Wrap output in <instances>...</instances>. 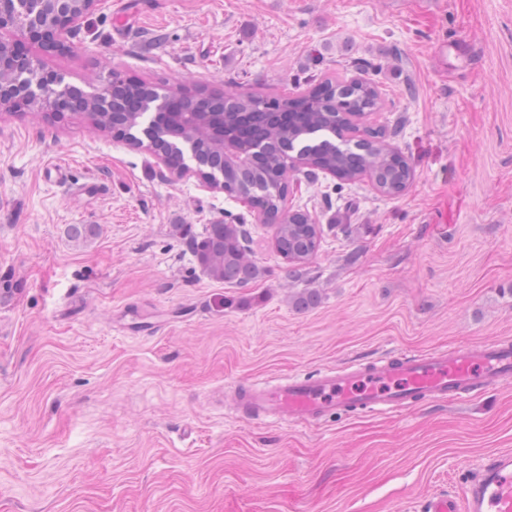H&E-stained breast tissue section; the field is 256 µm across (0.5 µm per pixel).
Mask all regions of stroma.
I'll use <instances>...</instances> for the list:
<instances>
[{"instance_id": "obj_1", "label": "stroma", "mask_w": 512, "mask_h": 512, "mask_svg": "<svg viewBox=\"0 0 512 512\" xmlns=\"http://www.w3.org/2000/svg\"><path fill=\"white\" fill-rule=\"evenodd\" d=\"M471 36L476 63L433 65ZM68 41L44 65L87 92L106 66L268 99L368 76L414 177L386 196L291 170L285 208L321 239L296 274L243 199L85 116L0 112V512H420L512 448V384L288 427L225 390L512 336V0H98ZM213 224L245 225L260 278L206 272Z\"/></svg>"}]
</instances>
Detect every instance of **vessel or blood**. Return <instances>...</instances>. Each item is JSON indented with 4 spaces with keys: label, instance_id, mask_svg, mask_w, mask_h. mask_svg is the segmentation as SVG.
I'll return each instance as SVG.
<instances>
[{
    "label": "vessel or blood",
    "instance_id": "obj_1",
    "mask_svg": "<svg viewBox=\"0 0 512 512\" xmlns=\"http://www.w3.org/2000/svg\"><path fill=\"white\" fill-rule=\"evenodd\" d=\"M512 381V339L426 353L402 351L311 376L263 377L229 385L240 418L313 426L336 413L385 415L440 400H464ZM423 512H512V450L489 454L460 493L434 494Z\"/></svg>",
    "mask_w": 512,
    "mask_h": 512
}]
</instances>
